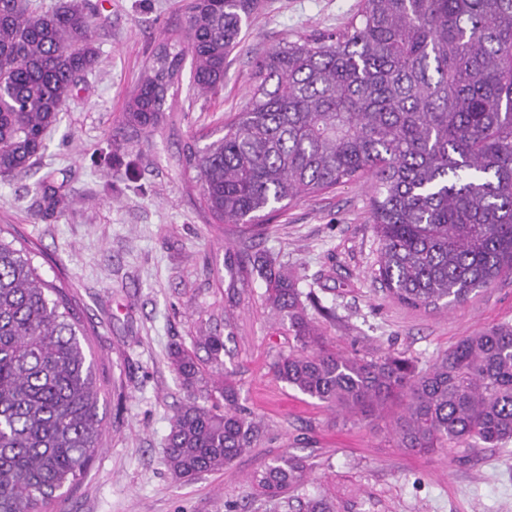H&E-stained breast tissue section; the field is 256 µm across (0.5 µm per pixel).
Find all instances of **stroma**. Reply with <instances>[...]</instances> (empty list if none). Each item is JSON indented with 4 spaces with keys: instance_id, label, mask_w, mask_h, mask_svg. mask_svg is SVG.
<instances>
[{
    "instance_id": "stroma-1",
    "label": "stroma",
    "mask_w": 512,
    "mask_h": 512,
    "mask_svg": "<svg viewBox=\"0 0 512 512\" xmlns=\"http://www.w3.org/2000/svg\"><path fill=\"white\" fill-rule=\"evenodd\" d=\"M95 2L103 19L95 72L80 80L41 157L0 176V225H12L35 250L43 279L71 298L105 389L100 447L54 512H299L294 500L274 508L249 481L289 454L310 465L306 493L327 495L337 512H512V440L473 453H412L392 432L396 408L361 421L276 379L272 362L294 345L288 323L269 307L258 276L229 301L224 260L265 252L302 291L316 292L321 305L307 314L330 348L391 353L421 369L462 337L512 324V273L451 308H411L375 276L370 180L302 198L251 238L216 223L184 171L191 136L222 127L245 105L258 57L294 35L344 29L359 0H261L226 61L223 90L201 96L182 80L165 123L139 135L123 123L126 101L189 0ZM47 180L67 203L48 217ZM202 331L223 337L238 404L261 429L230 466L178 482L164 444L187 393L168 351L179 343L205 357L195 347Z\"/></svg>"
}]
</instances>
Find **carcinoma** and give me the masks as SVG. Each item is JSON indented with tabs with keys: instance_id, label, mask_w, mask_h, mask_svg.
I'll return each mask as SVG.
<instances>
[{
	"instance_id": "carcinoma-1",
	"label": "carcinoma",
	"mask_w": 512,
	"mask_h": 512,
	"mask_svg": "<svg viewBox=\"0 0 512 512\" xmlns=\"http://www.w3.org/2000/svg\"><path fill=\"white\" fill-rule=\"evenodd\" d=\"M259 0H190L180 36L158 44L125 104V125L166 118L186 59L203 94L224 87V63ZM98 14L90 0L36 12L0 0V175L45 149L76 79L93 71ZM204 208L259 236L272 213L364 176L380 243L376 277L413 308H447L512 272V0H363L343 30L298 37L256 59L245 106L224 135L185 145ZM45 212L64 203L42 186ZM252 271L288 318L296 348L274 375L338 412L400 406L398 445L419 453L494 448L512 440V326L462 337L431 367L328 348L303 293L263 254ZM87 330L34 255L0 238V512H48L87 471L101 439V386ZM221 384L203 385L197 356L170 361L189 401L173 416L164 462L190 481L231 464L259 432L223 373L222 337H201ZM307 465L281 456L251 484L276 503L305 485ZM304 512H335L327 496Z\"/></svg>"
}]
</instances>
